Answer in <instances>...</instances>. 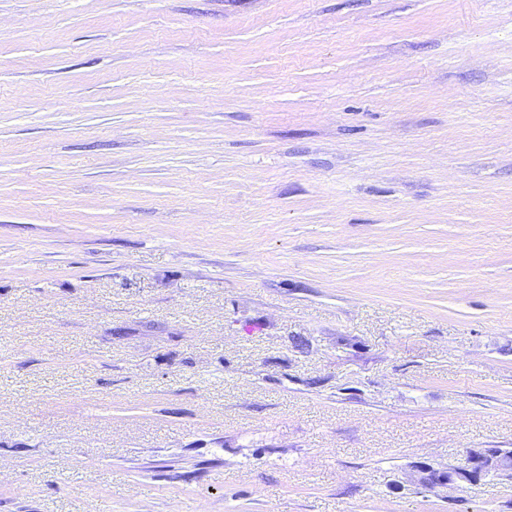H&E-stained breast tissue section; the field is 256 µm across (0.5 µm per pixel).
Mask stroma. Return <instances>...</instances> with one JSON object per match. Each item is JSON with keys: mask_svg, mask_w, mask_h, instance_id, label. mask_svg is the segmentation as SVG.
Instances as JSON below:
<instances>
[{"mask_svg": "<svg viewBox=\"0 0 512 512\" xmlns=\"http://www.w3.org/2000/svg\"><path fill=\"white\" fill-rule=\"evenodd\" d=\"M512 0H0V512H512ZM471 456H472L471 460L463 459V462L460 464V467L463 469L461 471L466 472V474L470 473V470L473 467L478 466V465H479L478 469H479L480 474L482 473V471L484 472L486 470H490L493 468L491 465L492 464L491 460H488L487 458L477 454V452H475L474 450L472 451ZM480 470H481V472H480ZM447 476H448L447 473H437V472L432 471L431 474L429 475V478H426L429 481L422 478L421 483L428 489L434 488L437 485H444L448 488V490H453V489H459L463 485H476L481 481L479 475L476 476V474L472 475V476L467 474L466 478L463 477L464 479H460L459 477L457 479H455V478L451 477V478H448V480L439 481L440 479L447 477Z\"/></svg>", "mask_w": 512, "mask_h": 512, "instance_id": "stroma-1", "label": "stroma"}]
</instances>
